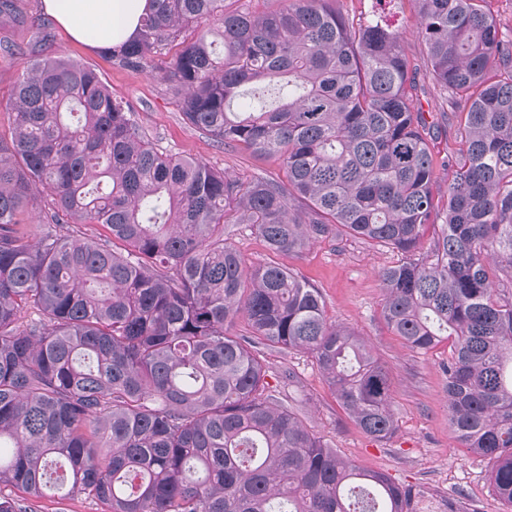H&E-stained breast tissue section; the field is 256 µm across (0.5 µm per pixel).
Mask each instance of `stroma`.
Here are the masks:
<instances>
[{"mask_svg": "<svg viewBox=\"0 0 512 512\" xmlns=\"http://www.w3.org/2000/svg\"><path fill=\"white\" fill-rule=\"evenodd\" d=\"M337 6L358 20L384 15L402 36L407 55L423 63L424 46L415 33L409 0H337ZM53 34L52 52L94 68L113 97L129 103L142 133L150 140L173 152L203 159L244 181L282 177L277 157L258 159L242 148H224L185 123L157 70L120 67L109 55L83 47L61 29H54ZM416 78L433 152L437 158H445L457 149L456 122L452 113L443 111L440 91L431 80L421 72ZM229 231L231 243L247 263L274 261L300 271L320 292L327 318L362 336L388 370L397 429L390 439L375 441L338 406L310 356L268 350L266 364L271 376L286 370L295 374V383L286 389L288 403L308 428L344 459L409 486L412 512H448L451 500L459 503L460 512H506V504L490 487L494 462L462 448L448 423L444 368L451 356L450 342L426 352L410 350L383 318L384 291L377 273L400 263V254L342 234L314 243L302 253L277 256L249 225L233 224Z\"/></svg>", "mask_w": 512, "mask_h": 512, "instance_id": "1", "label": "stroma"}]
</instances>
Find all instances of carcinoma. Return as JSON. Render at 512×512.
<instances>
[{
  "label": "carcinoma",
  "mask_w": 512,
  "mask_h": 512,
  "mask_svg": "<svg viewBox=\"0 0 512 512\" xmlns=\"http://www.w3.org/2000/svg\"><path fill=\"white\" fill-rule=\"evenodd\" d=\"M152 2L112 58L146 70L176 48L161 78L184 120L281 158L285 179L245 183L151 142L95 70L49 52V21L0 0L33 30L0 40L23 60L0 135V486L108 512H409L411 488L338 456L267 381L266 349L302 351L365 435L396 431L363 339L299 272L226 242L224 225L249 224L274 254L345 232L405 255L378 271L383 317L413 351L452 340L448 422L512 507V27L486 0H412L428 76L462 104L440 206L416 68L381 19L335 0L259 16ZM277 78L286 99L231 110ZM71 220L103 231L61 233ZM241 317L248 334L228 335ZM0 512L30 506L0 493Z\"/></svg>",
  "instance_id": "obj_1"
}]
</instances>
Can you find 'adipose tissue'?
Masks as SVG:
<instances>
[{
    "label": "adipose tissue",
    "instance_id": "obj_1",
    "mask_svg": "<svg viewBox=\"0 0 512 512\" xmlns=\"http://www.w3.org/2000/svg\"><path fill=\"white\" fill-rule=\"evenodd\" d=\"M151 0H43L44 12L74 41L112 52L133 39Z\"/></svg>",
    "mask_w": 512,
    "mask_h": 512
}]
</instances>
